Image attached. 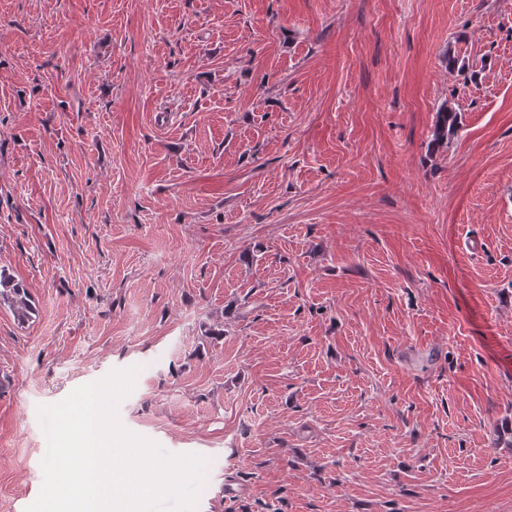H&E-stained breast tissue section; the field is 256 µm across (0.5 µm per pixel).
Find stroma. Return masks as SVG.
I'll use <instances>...</instances> for the list:
<instances>
[{
	"instance_id": "1",
	"label": "stroma",
	"mask_w": 512,
	"mask_h": 512,
	"mask_svg": "<svg viewBox=\"0 0 512 512\" xmlns=\"http://www.w3.org/2000/svg\"><path fill=\"white\" fill-rule=\"evenodd\" d=\"M0 271V512L134 365L197 512H512V0H0Z\"/></svg>"
}]
</instances>
